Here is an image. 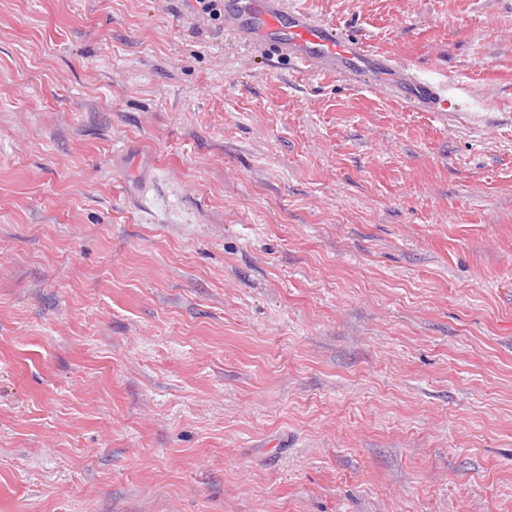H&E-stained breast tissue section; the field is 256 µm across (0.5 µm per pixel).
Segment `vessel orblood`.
Instances as JSON below:
<instances>
[{
  "label": "vessel or blood",
  "mask_w": 512,
  "mask_h": 512,
  "mask_svg": "<svg viewBox=\"0 0 512 512\" xmlns=\"http://www.w3.org/2000/svg\"><path fill=\"white\" fill-rule=\"evenodd\" d=\"M224 25L241 45L268 44L302 71L374 83L423 112L448 107V84L435 71L395 70L345 30L290 7L288 0H231Z\"/></svg>",
  "instance_id": "1"
}]
</instances>
